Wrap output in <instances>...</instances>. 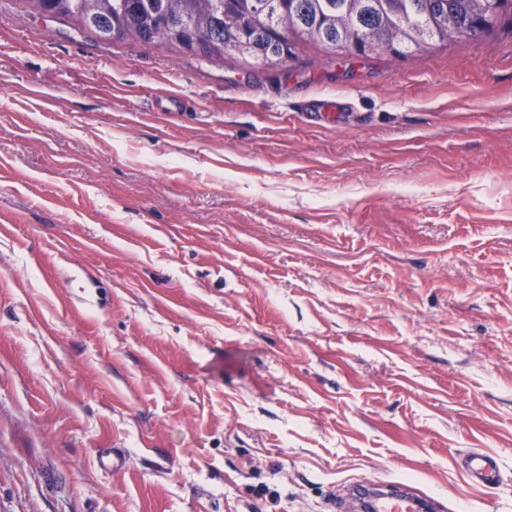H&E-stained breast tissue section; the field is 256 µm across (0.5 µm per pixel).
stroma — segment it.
<instances>
[{
    "mask_svg": "<svg viewBox=\"0 0 512 512\" xmlns=\"http://www.w3.org/2000/svg\"><path fill=\"white\" fill-rule=\"evenodd\" d=\"M398 479L512 512V27L268 68L0 0V512ZM465 469L475 481L492 483L499 471V464L493 456L473 451L469 455Z\"/></svg>",
    "mask_w": 512,
    "mask_h": 512,
    "instance_id": "obj_1",
    "label": "stroma"
}]
</instances>
